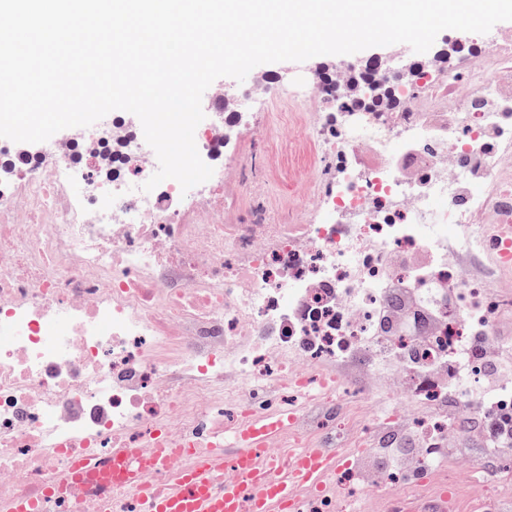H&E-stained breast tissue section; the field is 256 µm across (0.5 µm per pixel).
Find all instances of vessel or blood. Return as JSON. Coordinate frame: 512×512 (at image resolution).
I'll return each instance as SVG.
<instances>
[{"label": "vessel or blood", "instance_id": "vessel-or-blood-1", "mask_svg": "<svg viewBox=\"0 0 512 512\" xmlns=\"http://www.w3.org/2000/svg\"><path fill=\"white\" fill-rule=\"evenodd\" d=\"M294 417L285 409L238 424L237 446L218 454L198 449V464L172 474L164 492L139 481L135 487L149 512H285L305 492L319 490L324 480L340 471L339 448H303L280 460L266 455L269 443L285 433ZM232 471L223 490H215L220 470Z\"/></svg>", "mask_w": 512, "mask_h": 512}]
</instances>
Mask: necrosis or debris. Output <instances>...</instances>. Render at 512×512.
Here are the masks:
<instances>
[{"label":"necrosis or debris","mask_w":512,"mask_h":512,"mask_svg":"<svg viewBox=\"0 0 512 512\" xmlns=\"http://www.w3.org/2000/svg\"><path fill=\"white\" fill-rule=\"evenodd\" d=\"M422 72L394 110H366L348 76L290 96L333 162L310 177L303 224L271 223L256 189L224 221L244 98H214L194 134L214 173L187 191H143L156 154L125 117L34 153L0 143V512H100L91 489L116 466L164 486L118 449L191 468L262 389L295 418L270 455L340 434L363 495L512 485L511 448L488 463L456 450L472 431L512 437V377L482 392L484 362L512 360V269L486 255L512 225V42L463 74L444 58ZM407 441L399 466L374 468Z\"/></svg>","instance_id":"1"}]
</instances>
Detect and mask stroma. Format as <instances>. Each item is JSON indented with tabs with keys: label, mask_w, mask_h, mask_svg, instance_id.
I'll return each instance as SVG.
<instances>
[{
	"label": "stroma",
	"mask_w": 512,
	"mask_h": 512,
	"mask_svg": "<svg viewBox=\"0 0 512 512\" xmlns=\"http://www.w3.org/2000/svg\"><path fill=\"white\" fill-rule=\"evenodd\" d=\"M510 35L512 21L497 23L486 34L445 30L437 36L428 54L433 57L448 51L455 53L459 67L466 70L494 43ZM369 56V51L363 50L345 56H316L301 63L266 64L268 73L280 74L284 81L271 84L263 98L242 112L240 124L231 135L224 164V195L229 204L245 203L234 176L235 169L245 166L252 170L256 180L264 183L274 215L287 216L292 224L303 222L308 200L306 173L315 164L318 149L304 138L291 116L282 115L281 107L288 99L290 87L313 79L318 67L341 63L360 66Z\"/></svg>",
	"instance_id": "stroma-1"
}]
</instances>
